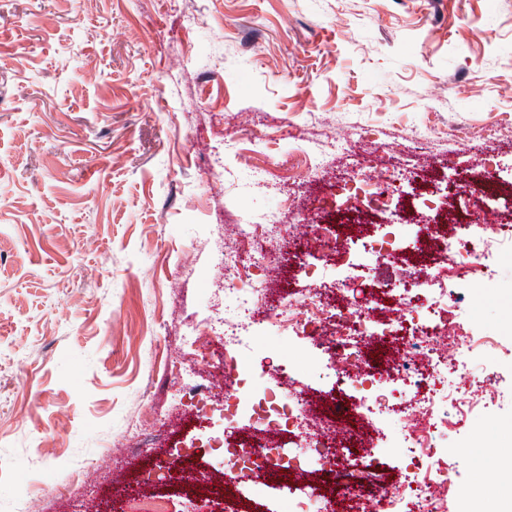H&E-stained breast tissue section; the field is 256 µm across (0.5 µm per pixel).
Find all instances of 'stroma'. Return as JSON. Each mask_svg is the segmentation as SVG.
Masks as SVG:
<instances>
[{"instance_id":"obj_1","label":"stroma","mask_w":512,"mask_h":512,"mask_svg":"<svg viewBox=\"0 0 512 512\" xmlns=\"http://www.w3.org/2000/svg\"><path fill=\"white\" fill-rule=\"evenodd\" d=\"M403 171L407 200L497 175L512 184V0H0V512H132L146 492L165 512H225L214 439L308 442L224 407L249 391L224 345L185 367L186 337L209 338L229 305L224 258L242 228L264 230L293 272L260 296L322 291L314 325L335 337L330 252L297 271L316 225L347 228L336 198L359 176ZM443 258L423 234L404 254L353 273L355 291L394 301ZM452 336L495 338L488 374H458L430 434L448 512H512V258L490 256L436 313ZM251 361L293 375L308 403L328 394L327 357L258 330ZM193 379L201 393L183 389ZM337 444L360 452L374 427L327 410ZM409 454L387 448L372 479L333 488L342 512H375ZM253 512H280L310 472H249Z\"/></svg>"}]
</instances>
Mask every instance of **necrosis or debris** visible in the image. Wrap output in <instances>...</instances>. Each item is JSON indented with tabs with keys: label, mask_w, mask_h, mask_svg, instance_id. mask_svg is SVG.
<instances>
[{
	"label": "necrosis or debris",
	"mask_w": 512,
	"mask_h": 512,
	"mask_svg": "<svg viewBox=\"0 0 512 512\" xmlns=\"http://www.w3.org/2000/svg\"><path fill=\"white\" fill-rule=\"evenodd\" d=\"M397 178L394 173L376 180H365L361 191L351 193L344 203L361 212L385 214L395 207ZM448 265L431 275L416 276L405 286L399 309L387 324L375 321L369 303L352 301L339 308V332L335 340L336 357L329 363L333 389L354 392L352 414L371 421H394L399 447L408 449L411 470L398 493L388 500L389 512H446L452 488L438 490L437 476L441 471L438 451L432 438L418 428L420 419H435L444 401L451 399L455 389V376L463 369L481 371L480 362L472 355L483 347V340L469 342L467 354L449 359L440 345L447 331L433 320L432 315L447 308L457 288L458 276L480 268L491 252L512 256V231L496 243L479 237L448 239L446 244ZM224 290L234 300V307L224 318V345L236 353L246 348L258 323L253 308L263 294V283L250 279L241 283H228ZM303 309L300 317H269V328L287 331L300 340L310 339L311 325L322 302L316 288L296 295ZM405 333L412 352L422 358V365H403L396 379L385 381L378 371L360 368L363 340L383 342L398 333ZM251 410L258 421L272 428H284L295 437L313 438L319 421L301 403L296 385H289L287 394H277L253 403ZM258 457L265 465L276 467L290 463L291 455L271 453L261 448L243 445L224 450V475L231 483H239L246 460Z\"/></svg>",
	"instance_id": "necrosis-or-debris-1"
}]
</instances>
